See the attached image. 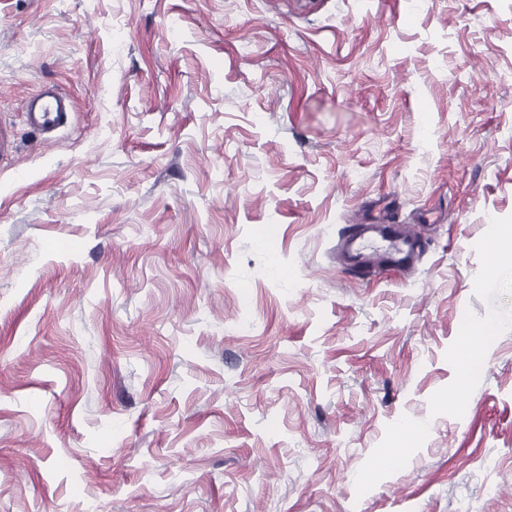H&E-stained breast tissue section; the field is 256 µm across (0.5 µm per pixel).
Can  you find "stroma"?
<instances>
[{
    "label": "stroma",
    "instance_id": "1",
    "mask_svg": "<svg viewBox=\"0 0 512 512\" xmlns=\"http://www.w3.org/2000/svg\"><path fill=\"white\" fill-rule=\"evenodd\" d=\"M0 122V512H512V0H0ZM74 108L71 97L48 86L27 102L23 111L24 120L43 138L52 139L69 124ZM347 224L340 240L351 252V270L363 275L370 267L401 269L414 264L422 251L424 242L411 232L400 233L395 224ZM369 251V262L367 255ZM491 328V321L485 320L479 324L468 325L463 334L460 343V355L466 363V370L461 378L459 389H466L471 378L472 368L478 365L483 359V350L481 340L475 336H486Z\"/></svg>",
    "mask_w": 512,
    "mask_h": 512
}]
</instances>
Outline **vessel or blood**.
Segmentation results:
<instances>
[{
	"label": "vessel or blood",
	"mask_w": 512,
	"mask_h": 512,
	"mask_svg": "<svg viewBox=\"0 0 512 512\" xmlns=\"http://www.w3.org/2000/svg\"><path fill=\"white\" fill-rule=\"evenodd\" d=\"M71 97L56 88L45 87L26 104L23 114L26 124L43 138L51 139L66 127L74 111ZM351 252V269L365 274L368 267L401 269L414 264L424 249L415 234L399 231L392 224H349L340 235Z\"/></svg>",
	"instance_id": "obj_1"
}]
</instances>
